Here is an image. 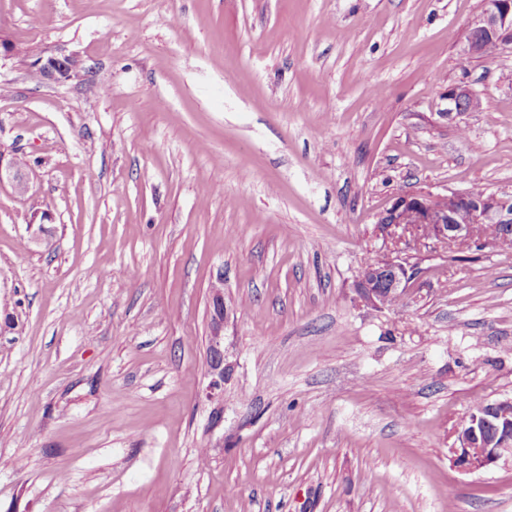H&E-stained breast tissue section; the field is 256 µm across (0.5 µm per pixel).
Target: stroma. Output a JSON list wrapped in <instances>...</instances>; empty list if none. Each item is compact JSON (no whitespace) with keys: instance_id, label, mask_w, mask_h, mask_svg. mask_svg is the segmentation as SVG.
<instances>
[{"instance_id":"35a3bbf8","label":"stroma","mask_w":512,"mask_h":512,"mask_svg":"<svg viewBox=\"0 0 512 512\" xmlns=\"http://www.w3.org/2000/svg\"><path fill=\"white\" fill-rule=\"evenodd\" d=\"M481 7L0 0V512H512L511 464L449 453L512 398V249L376 224L404 192L512 194ZM40 54L85 71L37 82ZM462 78L483 107L451 122ZM397 252L402 305L361 302ZM368 266L358 282L357 293L363 303L377 308L386 306L389 295L404 294L406 283L415 274L413 266L400 256H388ZM213 315L211 320L209 336V359L208 377L209 383L206 387V397L209 400L218 399L224 390V377L228 370L224 367V298L221 294H214L212 297Z\"/></svg>"}]
</instances>
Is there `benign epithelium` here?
<instances>
[{"instance_id":"obj_1","label":"benign epithelium","mask_w":512,"mask_h":512,"mask_svg":"<svg viewBox=\"0 0 512 512\" xmlns=\"http://www.w3.org/2000/svg\"><path fill=\"white\" fill-rule=\"evenodd\" d=\"M497 50L512 48V0H482V9L468 24L465 53L482 57L486 46ZM82 61L76 56H38L34 72L44 82L60 83L80 77ZM481 98L464 80L448 86V111L441 116L456 119L480 109ZM385 219L384 234L389 239L409 242L428 238L450 246L462 240L478 241L486 224H503L512 231V195L487 191L475 195L470 190L450 189L445 195L401 193L380 214ZM414 275L413 266L399 256L378 260L364 270L358 282L360 300L373 307L386 305L387 297L405 292ZM213 315L209 336L206 397L215 400L224 390V298L212 297ZM455 465L475 472L512 462V401H497L489 410L473 411L456 444L450 448Z\"/></svg>"}]
</instances>
